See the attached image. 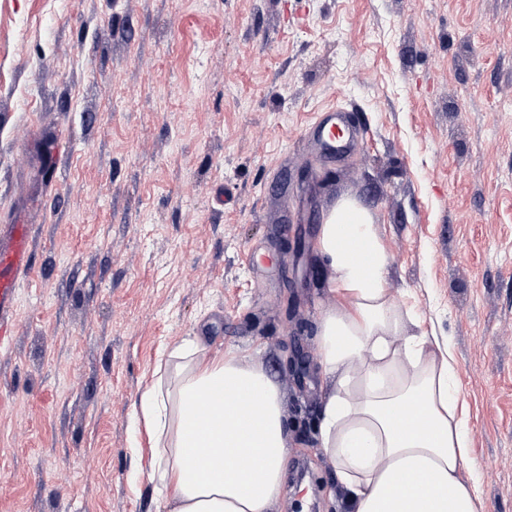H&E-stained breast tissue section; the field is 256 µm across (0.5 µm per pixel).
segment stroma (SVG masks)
<instances>
[{"instance_id": "obj_1", "label": "stroma", "mask_w": 512, "mask_h": 512, "mask_svg": "<svg viewBox=\"0 0 512 512\" xmlns=\"http://www.w3.org/2000/svg\"><path fill=\"white\" fill-rule=\"evenodd\" d=\"M332 106L366 131L336 159L304 140ZM342 194L452 344L481 512H512V0H0V232L34 253L0 350V512H162L132 414L192 340L283 388L281 512H341L315 326Z\"/></svg>"}]
</instances>
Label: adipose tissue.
I'll list each match as a JSON object with an SVG mask.
<instances>
[{
  "instance_id": "obj_1",
  "label": "adipose tissue",
  "mask_w": 512,
  "mask_h": 512,
  "mask_svg": "<svg viewBox=\"0 0 512 512\" xmlns=\"http://www.w3.org/2000/svg\"><path fill=\"white\" fill-rule=\"evenodd\" d=\"M318 252L336 296L316 324L325 390L318 442L344 512H479L456 358L446 337L392 297L373 213L338 198ZM203 399L210 413L192 421ZM133 417L151 443L148 477L168 512H279L288 416L258 355L175 345ZM201 457L210 468L199 474Z\"/></svg>"
}]
</instances>
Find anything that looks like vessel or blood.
<instances>
[{"instance_id": "b4317fda", "label": "vessel or blood", "mask_w": 512, "mask_h": 512, "mask_svg": "<svg viewBox=\"0 0 512 512\" xmlns=\"http://www.w3.org/2000/svg\"><path fill=\"white\" fill-rule=\"evenodd\" d=\"M310 131L317 145L332 156L344 152L364 137L360 126L343 110L315 121ZM32 263L28 225H12L9 244L0 246V349L9 348L13 343L16 289L21 275L30 270Z\"/></svg>"}]
</instances>
